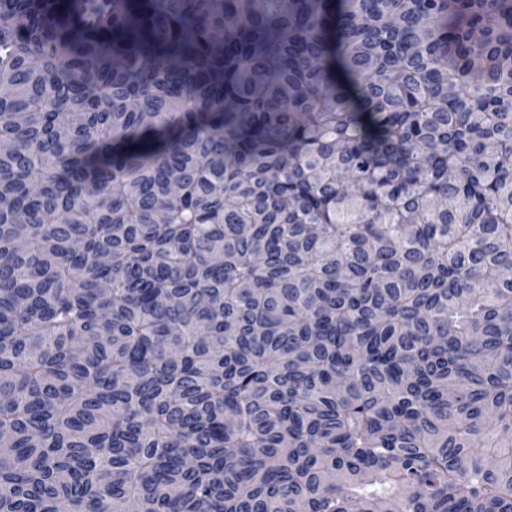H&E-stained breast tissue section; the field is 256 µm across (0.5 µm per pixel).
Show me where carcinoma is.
<instances>
[{
    "label": "carcinoma",
    "mask_w": 512,
    "mask_h": 512,
    "mask_svg": "<svg viewBox=\"0 0 512 512\" xmlns=\"http://www.w3.org/2000/svg\"><path fill=\"white\" fill-rule=\"evenodd\" d=\"M0 512H512V0H0Z\"/></svg>",
    "instance_id": "cac0c4a2"
}]
</instances>
